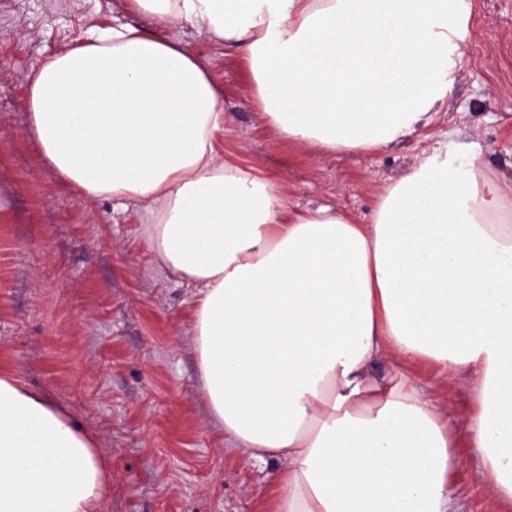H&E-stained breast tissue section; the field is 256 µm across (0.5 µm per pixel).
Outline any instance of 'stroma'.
Wrapping results in <instances>:
<instances>
[{"mask_svg": "<svg viewBox=\"0 0 512 512\" xmlns=\"http://www.w3.org/2000/svg\"><path fill=\"white\" fill-rule=\"evenodd\" d=\"M149 27L124 0H0V371L62 404L112 470L104 512H275L283 461L257 463L210 419L192 340L194 286L149 250L137 208L88 200L43 159L28 76L92 26ZM163 33L211 72L227 156L279 177L290 205L367 221L378 197L445 139L512 181V0H473L464 55L438 117L370 153L323 154L282 138L259 111L242 55L183 21ZM447 411L457 465L450 512H504L464 430L469 383L403 364Z\"/></svg>", "mask_w": 512, "mask_h": 512, "instance_id": "35a3bbf8", "label": "stroma"}]
</instances>
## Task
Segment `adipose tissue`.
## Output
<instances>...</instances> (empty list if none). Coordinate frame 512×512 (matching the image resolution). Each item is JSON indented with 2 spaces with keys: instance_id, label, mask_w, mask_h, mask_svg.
Segmentation results:
<instances>
[{
  "instance_id": "adipose-tissue-1",
  "label": "adipose tissue",
  "mask_w": 512,
  "mask_h": 512,
  "mask_svg": "<svg viewBox=\"0 0 512 512\" xmlns=\"http://www.w3.org/2000/svg\"><path fill=\"white\" fill-rule=\"evenodd\" d=\"M154 29L92 27L41 60L29 118L87 199L143 203L147 244L198 290L213 423L287 462L277 512H448V417L399 364L470 376L465 430L512 504V182L444 143L368 223L291 209L283 182L227 160L208 68L161 31L240 51L279 135L366 152L429 122L452 88L472 0H127ZM394 359L374 377L381 358ZM112 471L63 408L0 374V512H101Z\"/></svg>"
}]
</instances>
